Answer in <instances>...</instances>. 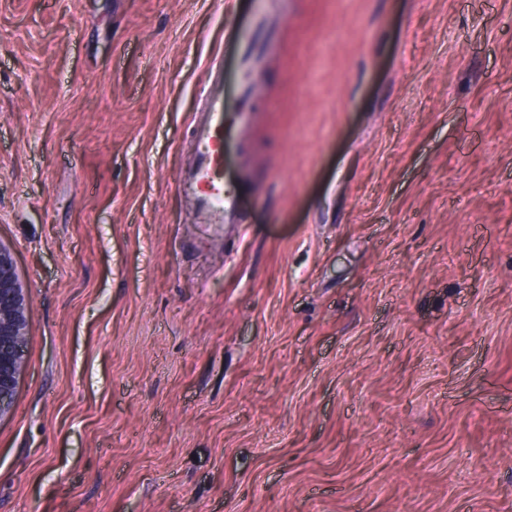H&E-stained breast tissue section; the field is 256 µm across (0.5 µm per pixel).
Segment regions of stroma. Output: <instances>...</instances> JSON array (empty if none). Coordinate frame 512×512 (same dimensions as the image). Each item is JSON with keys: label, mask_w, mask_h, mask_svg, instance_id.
I'll list each match as a JSON object with an SVG mask.
<instances>
[{"label": "stroma", "mask_w": 512, "mask_h": 512, "mask_svg": "<svg viewBox=\"0 0 512 512\" xmlns=\"http://www.w3.org/2000/svg\"><path fill=\"white\" fill-rule=\"evenodd\" d=\"M287 3L216 236L219 0H0V512H512V0ZM211 78V94L202 112L195 113L197 151L193 166L182 174L179 189L193 196L199 223L222 234L224 224H236L241 204L237 188L224 193V92L222 76ZM26 306L11 251L0 243V415L12 402L26 336Z\"/></svg>", "instance_id": "stroma-1"}]
</instances>
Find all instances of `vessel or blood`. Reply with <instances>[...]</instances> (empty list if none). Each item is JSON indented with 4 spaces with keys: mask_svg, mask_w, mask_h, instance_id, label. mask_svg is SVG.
Wrapping results in <instances>:
<instances>
[{
    "mask_svg": "<svg viewBox=\"0 0 512 512\" xmlns=\"http://www.w3.org/2000/svg\"><path fill=\"white\" fill-rule=\"evenodd\" d=\"M280 2L246 0V14L235 24L233 38L226 44V54L234 56L249 50L258 59L276 55L279 51L277 31L288 22ZM211 87L204 109L194 115L197 151L192 167L180 178L179 188L193 196L202 223L220 234L225 225L236 223L241 194L224 189L226 144L222 78H213Z\"/></svg>",
    "mask_w": 512,
    "mask_h": 512,
    "instance_id": "b4317fda",
    "label": "vessel or blood"
}]
</instances>
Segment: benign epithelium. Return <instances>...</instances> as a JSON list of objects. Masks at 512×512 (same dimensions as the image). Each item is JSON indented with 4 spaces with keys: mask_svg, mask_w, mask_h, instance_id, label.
I'll use <instances>...</instances> for the list:
<instances>
[{
    "mask_svg": "<svg viewBox=\"0 0 512 512\" xmlns=\"http://www.w3.org/2000/svg\"><path fill=\"white\" fill-rule=\"evenodd\" d=\"M26 306L11 251L0 243V414L11 406L26 336Z\"/></svg>",
    "mask_w": 512,
    "mask_h": 512,
    "instance_id": "7a95c632",
    "label": "benign epithelium"
}]
</instances>
